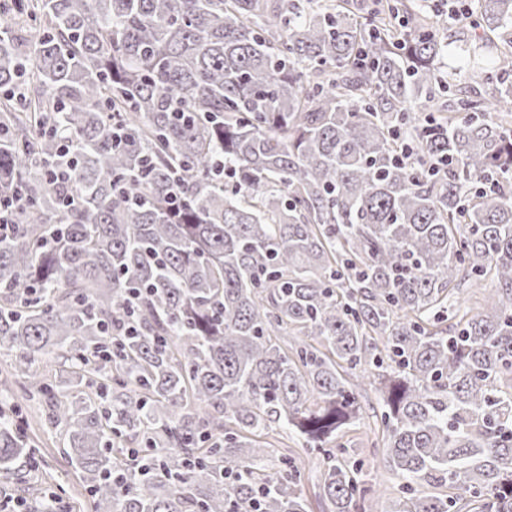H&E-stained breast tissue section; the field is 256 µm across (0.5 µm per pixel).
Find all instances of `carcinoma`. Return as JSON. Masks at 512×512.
I'll return each mask as SVG.
<instances>
[{
	"mask_svg": "<svg viewBox=\"0 0 512 512\" xmlns=\"http://www.w3.org/2000/svg\"><path fill=\"white\" fill-rule=\"evenodd\" d=\"M377 5H0L4 382L91 512H306L276 428L323 457L328 512H376L340 443L359 366L391 512H512V0ZM6 413L1 474L30 454Z\"/></svg>",
	"mask_w": 512,
	"mask_h": 512,
	"instance_id": "obj_1",
	"label": "carcinoma"
}]
</instances>
